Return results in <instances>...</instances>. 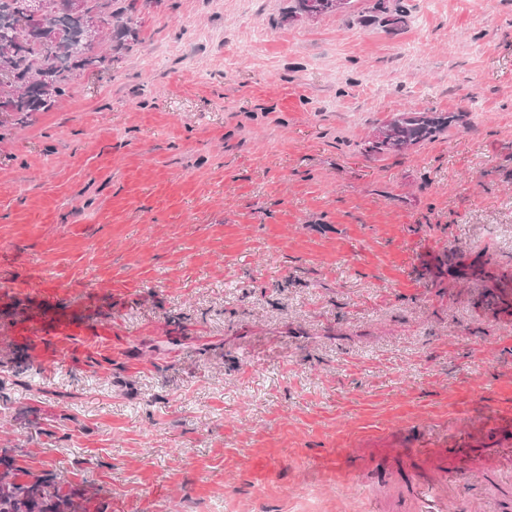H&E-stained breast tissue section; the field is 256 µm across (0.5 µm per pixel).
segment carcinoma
<instances>
[{"label":"carcinoma","instance_id":"obj_1","mask_svg":"<svg viewBox=\"0 0 512 512\" xmlns=\"http://www.w3.org/2000/svg\"><path fill=\"white\" fill-rule=\"evenodd\" d=\"M138 0H85V12L77 14L61 0L57 8L45 15L29 17L32 29L28 39L14 45L12 53H0V69L12 72L17 80L6 101L17 111V124H28L39 112H48L57 100L69 91L77 74L90 67H98L107 56L95 54L79 57L67 45L85 38L83 18L97 16L106 26L114 27L116 45L113 51L125 48L128 37L134 35L130 27L137 11ZM18 0H0V34L12 36L17 21ZM49 27L59 35L61 42L48 48L40 41L39 30ZM455 116L426 111H407L383 123L384 138L369 144V151L378 155H398L405 150L433 140L448 129ZM503 264L486 249L472 252L448 243V248L424 264L421 276L428 286H438L448 278L456 282L479 286L477 304L494 313L512 310V279L499 272ZM99 494L85 486H72L64 492L53 474H28L18 480L10 450L0 448V512H90L91 502Z\"/></svg>","mask_w":512,"mask_h":512}]
</instances>
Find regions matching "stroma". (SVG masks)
Listing matches in <instances>:
<instances>
[{
    "label": "stroma",
    "mask_w": 512,
    "mask_h": 512,
    "mask_svg": "<svg viewBox=\"0 0 512 512\" xmlns=\"http://www.w3.org/2000/svg\"><path fill=\"white\" fill-rule=\"evenodd\" d=\"M400 2L390 30L374 0L289 23L293 0H140L119 61L0 126L18 467L107 512H307L310 489L318 512H413L401 451L424 442L497 454L461 493L512 512V316L420 276L451 242L512 251V0ZM409 110L456 120L370 153ZM34 281L72 334L27 333Z\"/></svg>",
    "instance_id": "stroma-1"
}]
</instances>
